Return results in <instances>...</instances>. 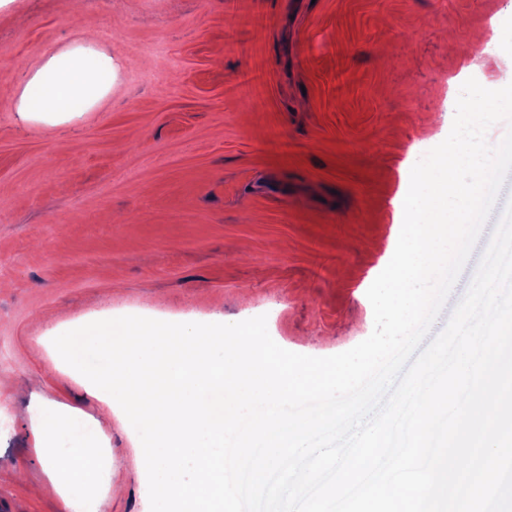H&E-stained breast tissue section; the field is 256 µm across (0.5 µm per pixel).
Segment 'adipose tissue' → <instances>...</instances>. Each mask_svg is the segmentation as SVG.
<instances>
[{
    "mask_svg": "<svg viewBox=\"0 0 512 512\" xmlns=\"http://www.w3.org/2000/svg\"><path fill=\"white\" fill-rule=\"evenodd\" d=\"M27 78L19 88L12 109L28 123L56 126L93 109L111 90L113 60L97 40L80 39L30 59ZM36 449L50 476L52 491L66 512H92L93 494L112 484L100 449L88 439L76 438L60 446L57 429H71V415L50 408L32 410Z\"/></svg>",
    "mask_w": 512,
    "mask_h": 512,
    "instance_id": "adipose-tissue-1",
    "label": "adipose tissue"
}]
</instances>
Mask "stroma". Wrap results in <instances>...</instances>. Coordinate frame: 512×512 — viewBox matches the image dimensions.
<instances>
[{"instance_id":"obj_1","label":"stroma","mask_w":512,"mask_h":512,"mask_svg":"<svg viewBox=\"0 0 512 512\" xmlns=\"http://www.w3.org/2000/svg\"><path fill=\"white\" fill-rule=\"evenodd\" d=\"M87 30L111 93L61 125L20 120L27 59ZM1 62L0 512H64L40 493L32 407L100 428L122 491L97 512H150L138 434L54 338L263 315L299 354L365 340L413 165L462 84L512 66V0H0Z\"/></svg>"}]
</instances>
